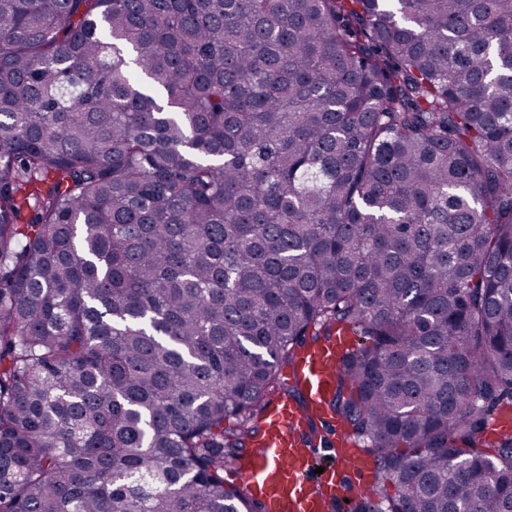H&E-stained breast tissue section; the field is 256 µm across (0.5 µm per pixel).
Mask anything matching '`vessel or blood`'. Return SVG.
I'll return each mask as SVG.
<instances>
[{
  "instance_id": "1",
  "label": "vessel or blood",
  "mask_w": 512,
  "mask_h": 512,
  "mask_svg": "<svg viewBox=\"0 0 512 512\" xmlns=\"http://www.w3.org/2000/svg\"><path fill=\"white\" fill-rule=\"evenodd\" d=\"M353 344L344 332L302 350L289 377L299 382L305 403L289 396L269 402L255 451L237 465L241 480L264 501L267 512H332L335 504L368 490L371 466L348 453L350 441L328 407L341 360ZM313 420L334 430L336 448L331 453L307 439Z\"/></svg>"
}]
</instances>
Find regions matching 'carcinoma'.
<instances>
[{
	"mask_svg": "<svg viewBox=\"0 0 512 512\" xmlns=\"http://www.w3.org/2000/svg\"><path fill=\"white\" fill-rule=\"evenodd\" d=\"M342 331L349 512H512V0H0V512H266ZM353 344V337L343 332L302 350L289 379L291 384L295 379L299 382L306 402L278 396L267 405L257 449L236 467L241 480L264 501L267 512H329L335 503L360 497L369 489L371 466L363 457L348 453L350 439L327 404L341 360ZM311 420L327 423L326 427L334 430L331 453H324L314 438L307 439ZM338 446L346 448L339 452ZM316 467H324V472L314 474ZM224 479L245 486L234 470L224 471Z\"/></svg>",
	"mask_w": 512,
	"mask_h": 512,
	"instance_id": "carcinoma-1",
	"label": "carcinoma"
}]
</instances>
